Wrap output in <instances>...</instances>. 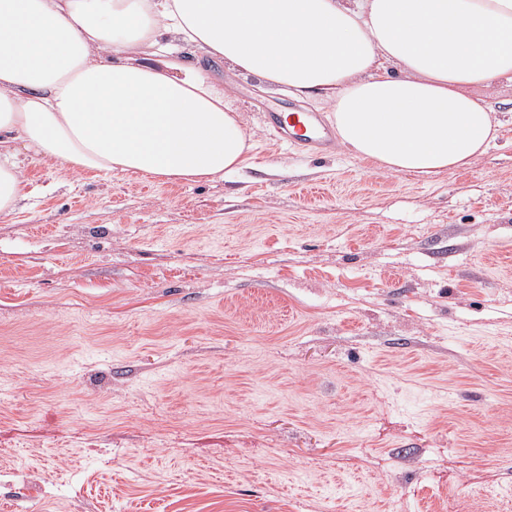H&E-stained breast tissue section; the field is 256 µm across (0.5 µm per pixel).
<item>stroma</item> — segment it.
I'll return each mask as SVG.
<instances>
[{
  "label": "stroma",
  "mask_w": 512,
  "mask_h": 512,
  "mask_svg": "<svg viewBox=\"0 0 512 512\" xmlns=\"http://www.w3.org/2000/svg\"><path fill=\"white\" fill-rule=\"evenodd\" d=\"M208 182L33 161L0 215V512H512V80L465 169L322 157L209 62Z\"/></svg>",
  "instance_id": "35a3bbf8"
}]
</instances>
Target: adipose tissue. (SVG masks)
Returning <instances> with one entry per match:
<instances>
[{
    "instance_id": "1",
    "label": "adipose tissue",
    "mask_w": 512,
    "mask_h": 512,
    "mask_svg": "<svg viewBox=\"0 0 512 512\" xmlns=\"http://www.w3.org/2000/svg\"><path fill=\"white\" fill-rule=\"evenodd\" d=\"M210 60L330 103L340 146L381 169L440 174L496 137L481 92L512 76V0H0V214L30 160L236 172L251 145Z\"/></svg>"
}]
</instances>
